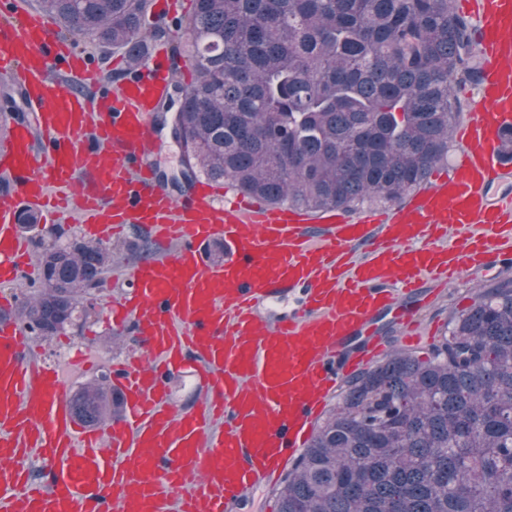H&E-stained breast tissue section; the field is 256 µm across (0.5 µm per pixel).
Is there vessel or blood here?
Segmentation results:
<instances>
[{"instance_id": "1", "label": "vessel or blood", "mask_w": 512, "mask_h": 512, "mask_svg": "<svg viewBox=\"0 0 512 512\" xmlns=\"http://www.w3.org/2000/svg\"><path fill=\"white\" fill-rule=\"evenodd\" d=\"M475 20L480 111L457 133L450 174L396 211L271 207L205 181L171 193L155 177L154 110L177 70L153 44L124 80L24 0H0V76L21 91L31 124L0 137V283L26 270L22 214L67 216L106 241L130 225L170 255L142 261L113 301L139 350L112 368L121 415L82 427L66 375L37 365L16 321L0 322V512H238L307 447L340 382L383 352L372 325L392 313L418 341L403 299H431L463 272L512 264V0H460ZM224 243V259L204 248ZM303 296L266 320L258 304ZM203 397L172 404L168 380ZM45 469L32 478L30 464Z\"/></svg>"}]
</instances>
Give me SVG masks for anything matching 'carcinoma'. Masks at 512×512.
<instances>
[{"instance_id":"cac0c4a2","label":"carcinoma","mask_w":512,"mask_h":512,"mask_svg":"<svg viewBox=\"0 0 512 512\" xmlns=\"http://www.w3.org/2000/svg\"><path fill=\"white\" fill-rule=\"evenodd\" d=\"M36 2L133 65L158 37L150 0ZM181 28L194 77L173 133L189 172L272 205L401 202L448 164L454 86L479 78L453 0H194ZM64 236L40 231L42 285L16 309L44 338L88 317L122 252L140 249ZM69 402L88 426L122 407L106 372ZM277 512H512V280L455 313L428 354L349 377Z\"/></svg>"}]
</instances>
